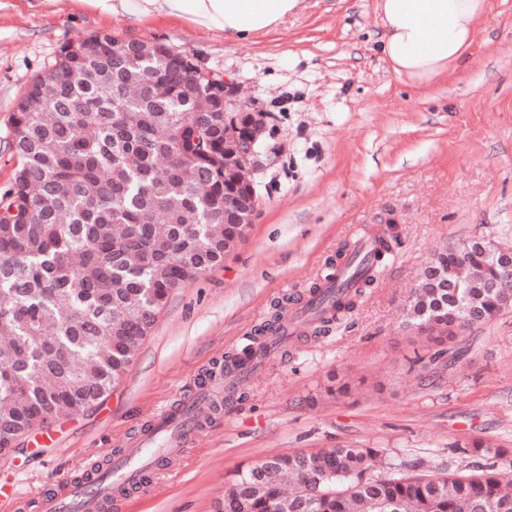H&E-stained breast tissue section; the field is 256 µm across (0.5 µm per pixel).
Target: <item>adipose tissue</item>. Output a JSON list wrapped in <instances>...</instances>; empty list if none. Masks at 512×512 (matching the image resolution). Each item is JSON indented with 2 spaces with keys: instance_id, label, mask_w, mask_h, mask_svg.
I'll use <instances>...</instances> for the list:
<instances>
[{
  "instance_id": "obj_1",
  "label": "adipose tissue",
  "mask_w": 512,
  "mask_h": 512,
  "mask_svg": "<svg viewBox=\"0 0 512 512\" xmlns=\"http://www.w3.org/2000/svg\"><path fill=\"white\" fill-rule=\"evenodd\" d=\"M303 0H77L81 8L137 28L171 18L233 42L277 30ZM487 0H376L380 51L399 76L428 84L471 47Z\"/></svg>"
}]
</instances>
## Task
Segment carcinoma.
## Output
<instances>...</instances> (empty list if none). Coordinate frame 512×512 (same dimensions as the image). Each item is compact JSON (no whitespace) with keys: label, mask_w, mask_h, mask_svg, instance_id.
<instances>
[{"label":"carcinoma","mask_w":512,"mask_h":512,"mask_svg":"<svg viewBox=\"0 0 512 512\" xmlns=\"http://www.w3.org/2000/svg\"><path fill=\"white\" fill-rule=\"evenodd\" d=\"M75 70L72 82L53 74ZM221 79L198 59L165 46L79 59L62 47L36 75L38 112L12 116L11 187L0 195V436L19 441L46 430L63 408L88 409L120 385L171 292L224 263L217 248L236 225L225 204L247 197L224 161V124L248 147L254 112L196 117L192 98ZM82 100L85 112L69 103ZM400 245L388 224L369 257L341 249L330 260L340 283L321 292L313 333L352 313ZM480 308L489 320L507 307L424 282L411 290L406 326L453 339ZM449 456L491 460L477 474L381 476L395 467L381 448L284 454L239 469L216 512H512L505 491L512 448L474 440Z\"/></svg>","instance_id":"cac0c4a2"}]
</instances>
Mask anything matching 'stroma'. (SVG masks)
<instances>
[{
  "mask_svg": "<svg viewBox=\"0 0 512 512\" xmlns=\"http://www.w3.org/2000/svg\"><path fill=\"white\" fill-rule=\"evenodd\" d=\"M488 4L464 61L420 86L380 53L375 0H304L247 43L0 0V193L15 168L17 100L64 43L95 32L163 39L232 79L264 115L270 158L244 241L171 293L122 383L90 409L60 412L42 457L31 435L0 458L25 512L87 462L116 464L152 414L187 396L278 302L305 297L360 226L396 223L401 245L352 315L275 352L246 397L212 415L153 490L119 496L118 512H213L240 467L277 454L373 446L400 472L432 473L457 443L512 448V308L439 345L403 316L434 253L474 238L512 245V0Z\"/></svg>",
  "mask_w": 512,
  "mask_h": 512,
  "instance_id": "obj_1",
  "label": "stroma"
}]
</instances>
